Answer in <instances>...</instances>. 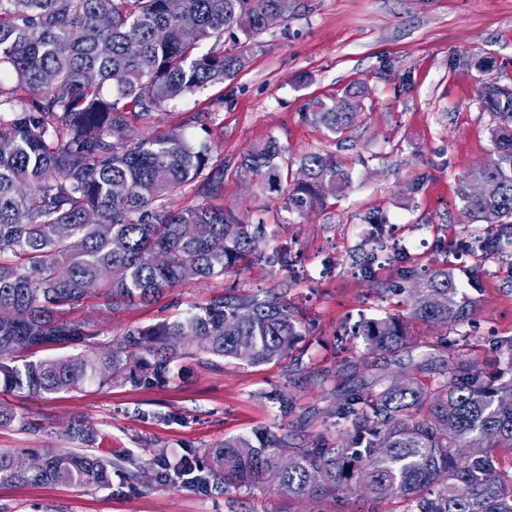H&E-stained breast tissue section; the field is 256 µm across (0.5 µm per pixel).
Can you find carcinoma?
Returning a JSON list of instances; mask_svg holds the SVG:
<instances>
[{"label": "carcinoma", "instance_id": "obj_1", "mask_svg": "<svg viewBox=\"0 0 512 512\" xmlns=\"http://www.w3.org/2000/svg\"><path fill=\"white\" fill-rule=\"evenodd\" d=\"M292 0H0V387L28 397L107 385L126 374L161 384L173 355L196 348L214 358L280 362L306 328L280 288L221 294L173 320L137 328L88 354L59 359L15 357L77 344L86 324L68 317L96 292L107 305L151 303L188 280L221 277L254 261L287 266L267 250L266 225L236 221L217 205L224 159L208 139L190 142L177 127L126 136L178 100L222 84L246 55L215 45L224 33L243 46L266 30L271 14L288 18ZM480 106L496 121L484 183L457 188L467 234L455 250L512 259V88L488 84ZM367 86L353 83L332 104L310 103L307 115L343 136L364 111ZM270 138L243 154L241 167L260 187L284 195L288 214L305 217L346 193L351 176L332 154L299 160L302 177L280 164ZM196 202L178 205L187 194ZM370 250L362 272L405 263L385 213H366ZM486 228H481V225ZM385 292L403 298L410 318L446 327L469 322L478 306L454 269L406 266ZM339 335L363 338L369 353H393L408 341L404 318L359 317ZM459 353L427 387L416 377L359 384L324 411L336 441L311 448L293 435L228 439L182 459L185 487H272L290 501L396 500L402 512H512V339L502 342L496 375ZM26 453L0 451V483L76 484L107 488L112 462L91 452L43 455L26 469Z\"/></svg>", "mask_w": 512, "mask_h": 512}]
</instances>
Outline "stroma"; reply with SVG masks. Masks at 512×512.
<instances>
[{
  "instance_id": "obj_1",
  "label": "stroma",
  "mask_w": 512,
  "mask_h": 512,
  "mask_svg": "<svg viewBox=\"0 0 512 512\" xmlns=\"http://www.w3.org/2000/svg\"><path fill=\"white\" fill-rule=\"evenodd\" d=\"M286 21L249 46L245 67L224 84L185 97L160 115L159 129L184 124L203 135L194 116L212 117V138L224 160L222 203L238 220L264 223L269 244L287 248L294 271L273 273L254 263L224 277L183 282L162 299L117 309L92 298L75 310L100 341L136 327L174 318L229 288L287 289L307 334L291 357L251 365L232 358L207 363L205 354L178 357L164 384L119 378L104 386L31 398L0 390V402L23 412L25 424L0 427V451H83L66 431L74 422L94 428L93 452L118 464L112 485L0 483V512H317L315 502H293L255 488L218 495L183 487L173 467L191 451L257 432L293 434L313 443L334 437L313 419L322 390L343 387L363 374L408 371L429 355L447 358L442 338H466L469 353L493 373L498 348L512 337V265L498 256L458 254L450 246L464 234L457 187L487 161L493 118L480 107L479 87L512 85V0H294ZM366 82L369 107L336 141L305 112L308 101L338 99L354 81ZM276 138L283 160L304 153L335 155L351 174L344 197L307 218H289L239 166L250 146ZM383 210L394 236L420 265L462 272L481 266L479 306L469 324L445 329L411 324L397 353L366 354L362 339L340 349L336 331L358 316L406 315L397 298L379 288L397 280L398 263L363 275L357 262L369 246L363 215ZM290 404L280 407L279 395ZM165 449L160 466L154 449ZM136 469L137 479L125 472Z\"/></svg>"
}]
</instances>
